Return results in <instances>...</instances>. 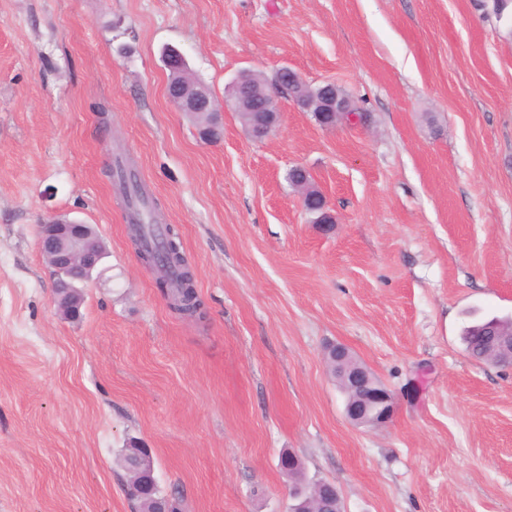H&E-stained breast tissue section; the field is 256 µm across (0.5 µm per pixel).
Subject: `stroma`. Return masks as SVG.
Here are the masks:
<instances>
[{
	"mask_svg": "<svg viewBox=\"0 0 512 512\" xmlns=\"http://www.w3.org/2000/svg\"><path fill=\"white\" fill-rule=\"evenodd\" d=\"M224 101L291 66L367 113L320 127L288 94L257 140L201 138L163 55ZM134 168L206 315L173 310L107 171ZM300 165L337 222L311 223ZM94 225L107 255L71 322L37 243ZM512 317V6L493 0H0V512H134L150 448L180 512H287L281 453L344 512H512V369L465 326ZM341 343L395 399L353 425ZM512 321V318H500V317H492L489 320H486L481 323H477L468 327H465L463 331V341L466 346L467 353L475 359L478 360H486L488 362L494 361L495 358L489 353V343H487L490 336L487 335L488 332L485 330L492 324H505L508 326L509 322ZM498 363V362H497Z\"/></svg>",
	"mask_w": 512,
	"mask_h": 512,
	"instance_id": "obj_1",
	"label": "stroma"
}]
</instances>
